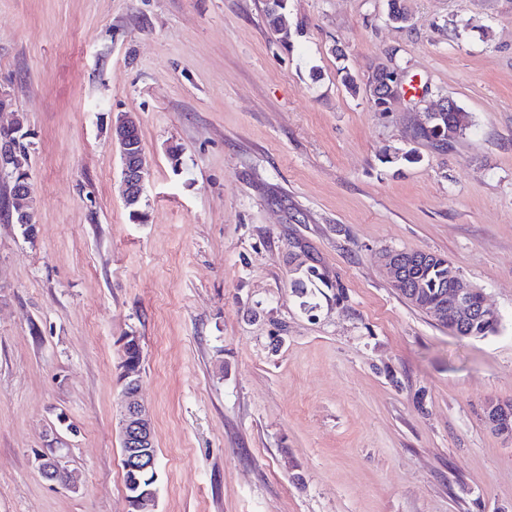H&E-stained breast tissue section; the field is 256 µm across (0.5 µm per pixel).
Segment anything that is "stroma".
Segmentation results:
<instances>
[{
    "label": "stroma",
    "mask_w": 512,
    "mask_h": 512,
    "mask_svg": "<svg viewBox=\"0 0 512 512\" xmlns=\"http://www.w3.org/2000/svg\"><path fill=\"white\" fill-rule=\"evenodd\" d=\"M0 0V125L36 229L0 217V512H127L121 339L140 338L157 512H512V0ZM395 61L390 111L350 94ZM449 97L471 120L413 143ZM136 117L145 223L111 120ZM415 150L419 160H402ZM388 249L444 255L499 315L461 339ZM315 278H308V267ZM311 279L309 306L294 284ZM60 447L74 493L35 454ZM23 132L0 130V150L6 148L7 145H13V157L11 160V168L4 173V176L9 179V198L5 202V209L7 218L10 220L11 211L10 196L15 190L18 180L28 176V160H29V146L30 143L22 139ZM485 420L500 429L501 435L512 438V402H490L485 409Z\"/></svg>",
    "instance_id": "stroma-1"
}]
</instances>
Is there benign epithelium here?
I'll return each instance as SVG.
<instances>
[{"label": "benign epithelium", "mask_w": 512, "mask_h": 512, "mask_svg": "<svg viewBox=\"0 0 512 512\" xmlns=\"http://www.w3.org/2000/svg\"><path fill=\"white\" fill-rule=\"evenodd\" d=\"M456 102L448 97L440 100L437 111L423 113L420 125H428L442 112L456 111ZM138 129L136 120L120 115L112 122V139L119 148L121 158V178L123 199L128 205L138 204L145 192L148 174L143 149L133 142V131ZM433 254L422 253L406 257L404 253L388 250L382 253L381 260L390 271L394 287L408 288V269L424 266L432 262ZM451 288L448 295L441 296L428 310L431 317L457 326L475 316L495 317L497 313L487 305L486 298L480 297V309L473 306L474 293L479 288L465 281L460 274L448 266ZM142 359L127 360L121 356L119 365L121 405L119 411V432L124 447L125 470L128 473V486L131 488L127 503L134 504L137 512H155L157 493L142 486L141 475L156 472L157 455L153 452L154 428L149 413L140 399V374ZM488 424L500 429V434L512 438V402L492 401L485 409ZM38 468L44 477L73 492L79 489V477L70 470L58 448H44L37 454Z\"/></svg>", "instance_id": "benign-epithelium-1"}]
</instances>
